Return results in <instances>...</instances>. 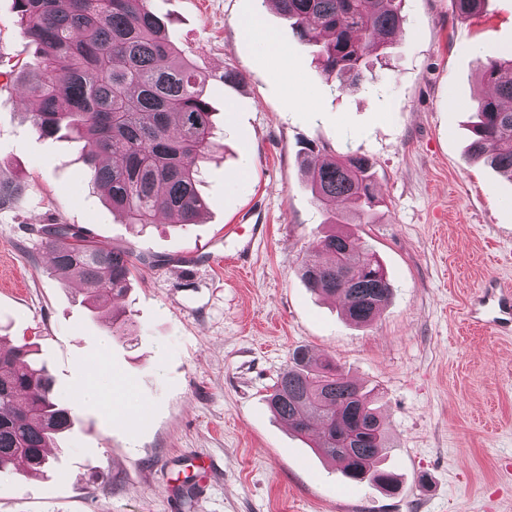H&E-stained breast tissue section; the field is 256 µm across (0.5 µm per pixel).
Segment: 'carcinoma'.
Returning a JSON list of instances; mask_svg holds the SVG:
<instances>
[{
  "instance_id": "1",
  "label": "carcinoma",
  "mask_w": 512,
  "mask_h": 512,
  "mask_svg": "<svg viewBox=\"0 0 512 512\" xmlns=\"http://www.w3.org/2000/svg\"><path fill=\"white\" fill-rule=\"evenodd\" d=\"M291 21L301 43L318 47L323 70L340 83H359L366 58L402 29V0H262ZM489 0H452L461 16L482 15ZM24 35L34 46L24 70L31 121L41 136L82 144L89 182L112 212L146 227L160 216L197 224L207 208L199 177L215 149V112L209 76L185 58L149 0H13ZM484 82L492 89L475 104L468 152L512 179V58H488ZM318 204L375 202L373 163L345 154L308 165ZM25 189L0 178V209ZM53 267L78 280L96 304L126 296L136 264L131 249L116 250L79 224H42ZM312 291L348 302L347 318L371 322L392 288L375 255L344 231L319 237L301 268ZM270 411L291 420L302 436L340 467L350 481L397 490L380 467L388 436L370 393L336 366L317 363L305 348L292 353L267 397ZM77 402L64 401L33 344L0 334V470L25 465L33 477L50 466L45 449L70 431Z\"/></svg>"
}]
</instances>
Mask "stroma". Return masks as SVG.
<instances>
[{
  "label": "stroma",
  "mask_w": 512,
  "mask_h": 512,
  "mask_svg": "<svg viewBox=\"0 0 512 512\" xmlns=\"http://www.w3.org/2000/svg\"><path fill=\"white\" fill-rule=\"evenodd\" d=\"M150 6L210 77L219 147L200 223L162 217L140 231L91 187L77 144L33 130L19 80L32 47L13 0H0V172L26 182L0 210V331L37 343L59 395H73L112 315L53 270L35 226L80 224L150 260L123 302L126 334L104 355L120 409L79 405L43 475L0 472V512H512V335L466 315L486 281L512 283V180L466 154L473 101L488 91L480 65L512 55V0L473 18L451 0H403L402 33L345 88L258 0ZM227 71L239 82H219ZM346 153L374 164L369 215L313 199L304 164ZM335 222L391 284L367 326L300 278ZM228 224L268 227L244 266ZM216 239L221 264L176 265ZM299 347L377 394L397 495L348 482L269 410Z\"/></svg>",
  "instance_id": "35a3bbf8"
}]
</instances>
